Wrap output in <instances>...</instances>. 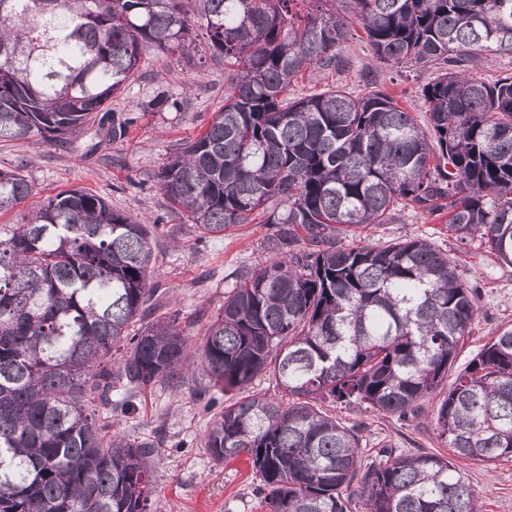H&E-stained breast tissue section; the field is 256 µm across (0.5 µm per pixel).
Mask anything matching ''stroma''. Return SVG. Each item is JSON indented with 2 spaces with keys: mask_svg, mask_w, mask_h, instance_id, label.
Listing matches in <instances>:
<instances>
[{
  "mask_svg": "<svg viewBox=\"0 0 512 512\" xmlns=\"http://www.w3.org/2000/svg\"><path fill=\"white\" fill-rule=\"evenodd\" d=\"M341 55L342 67L299 76L289 87V96L334 87L357 95L377 88L402 101L418 122H425L421 92L436 77L435 68L379 62L358 28ZM226 87L223 57H168L147 46L135 80L112 99L114 110L134 120L124 140H112L94 124L64 142L0 140V169H22L33 185L27 206L64 190L83 188L104 197L113 209L151 224V285L161 295L152 316L177 315L195 340L223 308L237 275L263 261L261 245L273 231L272 225L253 223L220 236L202 234L169 204L158 183V172L177 148L206 130L224 103ZM161 92L169 102L154 107ZM408 238L433 243L458 264L464 279L477 290L479 317L453 364L454 370H461L498 327L512 326V268L500 265L480 239L457 240L448 230L446 215L421 209H404L392 223L360 228L348 243ZM225 401L222 394L207 401L188 389L174 394L155 388L135 397L134 413H113L115 429L129 438L160 439L154 480L159 512H263L259 477L248 457L218 465L204 448L205 434ZM433 410V404H426L418 418L408 421L348 405L336 406L334 413L342 424L358 430L364 458H372L388 444L446 456L449 448L437 441L431 427ZM458 467L478 494L483 512H512V459L462 460Z\"/></svg>",
  "mask_w": 512,
  "mask_h": 512,
  "instance_id": "35a3bbf8",
  "label": "stroma"
}]
</instances>
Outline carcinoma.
I'll use <instances>...</instances> for the list:
<instances>
[{"mask_svg": "<svg viewBox=\"0 0 512 512\" xmlns=\"http://www.w3.org/2000/svg\"><path fill=\"white\" fill-rule=\"evenodd\" d=\"M294 2L0 0V139L64 138L108 112L125 137L132 119L110 100L142 47L183 56L198 26L231 72L224 105L160 187L202 234L274 225L193 346L175 314L129 332L159 298L148 225L81 188L21 214L0 239V512H157L158 443L112 431L85 398L130 413L148 387L241 391L270 364L288 400L240 398L204 438L217 463L249 457L267 512H351L353 498L363 512H480L454 460L512 457V327L444 390L475 289L425 240L343 244L400 207L446 209L460 241L512 266V76L451 68L512 54V0H316L330 7L302 18ZM356 24L380 62L437 68L427 128L381 90L288 97L295 76L340 61ZM31 193L0 171V213ZM437 393L450 458L387 445L366 463L327 412L416 418Z\"/></svg>", "mask_w": 512, "mask_h": 512, "instance_id": "carcinoma-1", "label": "carcinoma"}]
</instances>
